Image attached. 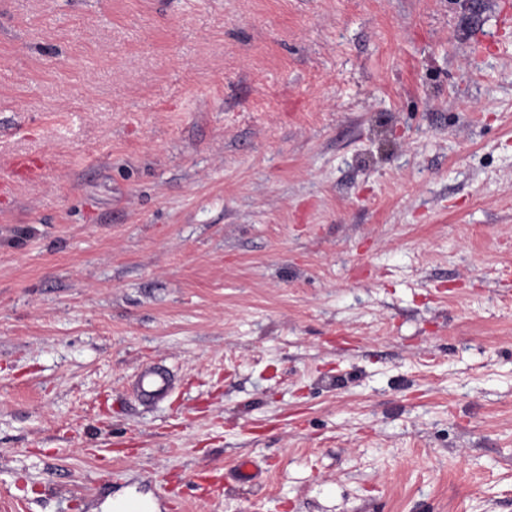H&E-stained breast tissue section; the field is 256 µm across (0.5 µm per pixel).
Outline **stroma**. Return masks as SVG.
I'll return each mask as SVG.
<instances>
[{"instance_id": "stroma-1", "label": "stroma", "mask_w": 512, "mask_h": 512, "mask_svg": "<svg viewBox=\"0 0 512 512\" xmlns=\"http://www.w3.org/2000/svg\"><path fill=\"white\" fill-rule=\"evenodd\" d=\"M1 179L0 512H512V13L0 0ZM135 388L142 400L156 403L168 398L173 390V381L164 369L146 363L142 366Z\"/></svg>"}]
</instances>
